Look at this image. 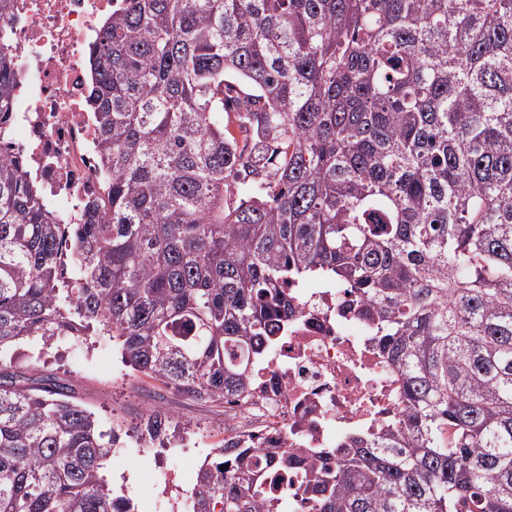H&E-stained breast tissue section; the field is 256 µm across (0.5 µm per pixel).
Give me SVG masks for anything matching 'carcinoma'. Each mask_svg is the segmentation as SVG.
I'll return each mask as SVG.
<instances>
[{"label":"carcinoma","instance_id":"cac0c4a2","mask_svg":"<svg viewBox=\"0 0 512 512\" xmlns=\"http://www.w3.org/2000/svg\"><path fill=\"white\" fill-rule=\"evenodd\" d=\"M88 65L107 208L56 224L0 157V512H136L95 413L21 347L107 336L222 403L309 279L352 289L400 378V425L317 467L316 512H512V0H120ZM257 456L209 454L192 512H262Z\"/></svg>","mask_w":512,"mask_h":512}]
</instances>
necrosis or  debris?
<instances>
[{
	"label": "necrosis or debris",
	"instance_id": "obj_1",
	"mask_svg": "<svg viewBox=\"0 0 512 512\" xmlns=\"http://www.w3.org/2000/svg\"><path fill=\"white\" fill-rule=\"evenodd\" d=\"M112 0H14L0 33L16 52L17 117L7 153L21 155L54 198L58 223L76 224L106 202L111 177L96 152L86 58ZM349 289H299L295 318L251 373L250 398L224 403V439L262 450L263 512H313L303 483L314 450L339 462L352 437L397 426L399 381L380 358L374 325L346 310Z\"/></svg>",
	"mask_w": 512,
	"mask_h": 512
}]
</instances>
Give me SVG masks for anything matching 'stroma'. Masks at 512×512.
Here are the masks:
<instances>
[{
  "instance_id": "obj_1",
  "label": "stroma",
  "mask_w": 512,
  "mask_h": 512,
  "mask_svg": "<svg viewBox=\"0 0 512 512\" xmlns=\"http://www.w3.org/2000/svg\"><path fill=\"white\" fill-rule=\"evenodd\" d=\"M35 368L71 384L101 429L115 435L116 451L104 470L114 488L132 498L140 512H183L199 465L224 443L223 405L186 399L133 371L119 346L103 336L53 345ZM152 406L169 415L173 431L143 448L141 430Z\"/></svg>"
}]
</instances>
